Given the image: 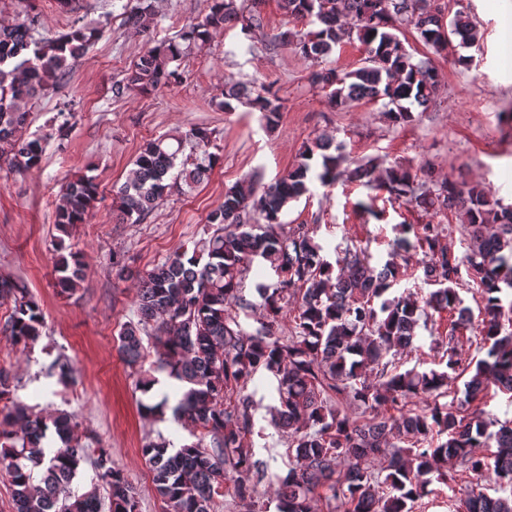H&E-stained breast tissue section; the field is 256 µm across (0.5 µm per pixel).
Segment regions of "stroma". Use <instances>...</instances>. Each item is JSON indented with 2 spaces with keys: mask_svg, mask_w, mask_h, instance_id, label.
<instances>
[{
  "mask_svg": "<svg viewBox=\"0 0 512 512\" xmlns=\"http://www.w3.org/2000/svg\"><path fill=\"white\" fill-rule=\"evenodd\" d=\"M458 2L481 29L480 45L459 43L434 56L441 78L435 106L412 125L395 128L375 103L330 107L309 80L316 64L290 47L269 48L263 38L246 49L236 26L216 31L204 49L187 54L179 82L150 94L114 97L113 83L125 76L146 40L173 38L207 13L209 0H155L157 23L147 35L124 23L125 6L136 0H74L69 14L56 0H0V24L36 17L39 38L65 33L76 22L99 32L66 79L33 101L20 134L40 138L38 167L24 174L0 169V279L24 284L44 316L39 339L23 349L5 331L9 305L0 306V367L10 374L11 400L46 417L73 413L78 435L98 440L74 489L107 498L93 463L103 450L133 485L139 512H166L141 450L160 436L177 447L192 436L171 409H143L159 397L141 392L137 374L118 351V333L135 317L138 284L118 279L112 263L145 272L175 249H201L209 232L206 216L227 187L249 178L275 181L293 167L305 144L326 133L351 157L422 166L435 178L480 185L512 205V0H447L451 6ZM462 56L474 57L476 67L459 66ZM230 77L270 85L282 102L277 126H267L244 105L233 112L218 109ZM67 104L75 116L62 136L59 111ZM194 126L210 131L211 150L219 157L209 177L171 189L143 223H113L112 189L125 182L142 147ZM81 175L95 178L99 200L88 222L66 235L55 223L56 205L62 185ZM370 197L356 182L317 186L312 195L288 203L281 221L316 226V239L331 259L335 247L363 241L376 257H386L395 225L431 219L399 201L386 204L383 219L363 222L353 206ZM72 250L80 252L87 278L69 295L57 285L55 262ZM60 357L75 368V382H59L53 363Z\"/></svg>",
  "mask_w": 512,
  "mask_h": 512,
  "instance_id": "obj_1",
  "label": "stroma"
}]
</instances>
